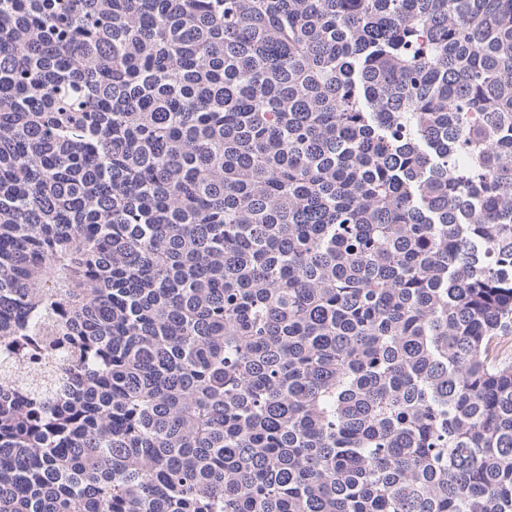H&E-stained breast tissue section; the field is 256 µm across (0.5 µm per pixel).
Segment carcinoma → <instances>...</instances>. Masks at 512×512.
Returning a JSON list of instances; mask_svg holds the SVG:
<instances>
[{"instance_id":"obj_1","label":"carcinoma","mask_w":512,"mask_h":512,"mask_svg":"<svg viewBox=\"0 0 512 512\" xmlns=\"http://www.w3.org/2000/svg\"><path fill=\"white\" fill-rule=\"evenodd\" d=\"M512 0H0V512H512Z\"/></svg>"}]
</instances>
